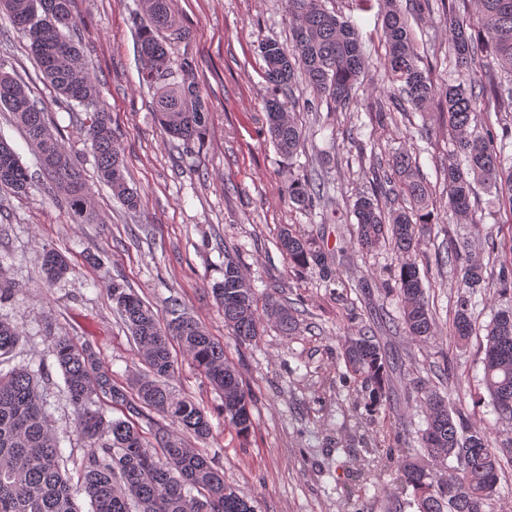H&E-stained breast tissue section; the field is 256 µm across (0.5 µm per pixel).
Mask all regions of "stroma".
I'll return each mask as SVG.
<instances>
[{"label": "stroma", "mask_w": 512, "mask_h": 512, "mask_svg": "<svg viewBox=\"0 0 512 512\" xmlns=\"http://www.w3.org/2000/svg\"><path fill=\"white\" fill-rule=\"evenodd\" d=\"M322 5L358 28L367 61L364 85L349 107L335 110L296 80L285 102L303 139L288 159L266 133L260 56L266 40L289 42L285 0H173L188 32L174 46V56L192 61L210 111L199 147L170 138L153 119L154 91L141 80L132 22L137 0H73L125 176L142 196L134 213L100 182L78 115L58 102L25 40L0 14V63L15 70L32 98L46 106L51 125L82 166L102 218L98 224L71 223L64 204L39 177L22 198L0 187V264L24 289L16 301L0 305V319L22 331L20 343L0 357V370L40 371L48 419L65 455L81 457L85 446L62 372L48 353L50 337L91 343L127 391L146 372L112 303L109 287L115 282L164 319L170 299L178 298L182 311L223 343L252 397L254 428L248 436L225 426L218 393L176 345L171 351L178 371L168 386L205 409L212 436L202 448L223 469L225 481L254 498L257 512H394L402 497L397 471L372 466L368 451L412 447L425 419L420 385L449 393L451 407L485 429L493 445L512 439V425L501 423L485 401L481 363L485 326L495 311L512 306L496 282V247L512 238V216L482 185L472 199L473 224L462 223L449 207L442 166L453 142L440 101L423 112L410 106L380 111L393 86L383 67L378 4ZM408 20L421 68L438 87L456 80L445 9L437 4ZM403 150L416 154L432 190L431 224L416 254L437 328L436 340L427 343L393 328L391 320L399 315L398 256L389 245L362 253L351 213L356 198L371 192V166L390 170L393 156ZM294 178L324 183L315 210L289 202L284 189ZM286 226L326 253L325 269L289 263L276 246ZM463 237L472 258L482 263L488 286L474 298L477 331L460 345L451 335L458 290L449 265L437 258ZM45 248L62 253L71 267L49 286L36 260ZM228 256L236 258L258 295L276 292L296 308L292 335L272 324L250 344L229 334L211 294ZM367 327L384 345L389 364L387 406L376 413L366 411L361 392L344 380L339 344L341 336Z\"/></svg>", "instance_id": "35a3bbf8"}]
</instances>
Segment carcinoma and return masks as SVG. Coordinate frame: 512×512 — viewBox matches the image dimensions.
Returning <instances> with one entry per match:
<instances>
[{"instance_id": "obj_1", "label": "carcinoma", "mask_w": 512, "mask_h": 512, "mask_svg": "<svg viewBox=\"0 0 512 512\" xmlns=\"http://www.w3.org/2000/svg\"><path fill=\"white\" fill-rule=\"evenodd\" d=\"M172 0H141L142 13H134L139 38L142 78L155 88L154 116L173 138L202 144L210 112L196 84L178 76L190 69L188 60L175 59L167 46L180 42L187 32L177 23ZM458 0H440L448 10L449 49L458 70L468 78L449 84L442 94L454 149L448 156V204L463 221L473 220V184L495 189L500 206L512 215V155L506 153L507 136L497 141L489 125L478 128L477 102L485 110L512 109V85L490 87L470 75L475 42L512 77V0H474V12L456 9ZM382 38L387 47L385 70L399 92L415 109L425 111L438 87L420 68L408 18L400 0H383ZM29 49L45 80L63 97L65 107L87 115L85 133L96 159L99 179L129 211L140 209L138 192L128 186L124 164L116 146L112 119L101 104L97 79L88 69L81 42L74 38L78 22L72 0H0ZM290 45L270 39L261 46L268 133L278 150L291 157L302 131L285 110L279 94L304 77L313 96L344 108L353 101L365 69L359 31L350 22L326 11L321 0H288ZM12 114L39 160L40 175L48 180L66 204L75 224H95L98 215L87 192L82 171L49 125L47 112L32 99L24 82L0 70V109ZM394 176H376L373 196L359 197L353 206L356 244L373 252L388 241L399 254L396 279L400 301L398 327L418 342L435 338V321L425 287L413 259L423 226L430 223L427 182L416 158L407 151L392 162ZM35 175L16 152L0 139V186L16 196H26ZM289 199L311 210L324 197L321 185L293 179L286 187ZM410 198V212L389 211L379 200L389 195ZM279 248L288 261L302 269L325 266L323 251L311 240L283 230ZM448 258L457 287L454 335L466 340L475 326L472 296L485 288L483 267L468 254L467 244L449 249ZM46 281L53 283L70 270L67 260L53 250L39 254ZM500 291L512 289V245L501 262ZM112 301L138 346L148 374L138 382L136 397L112 382V374L88 344L54 337L49 353L63 373L66 391L76 411V430L87 452L73 461L78 475L72 482L67 460L49 423L37 377L28 368L0 371V512H81L77 496L86 495L89 512H255L251 498L224 482V472L199 448H193L167 430L154 431V443L142 435L135 419L155 411L197 438L211 435V425L192 399L179 397L166 384L176 373L170 351L174 338L222 398L224 423L247 436L253 428L251 396L236 366L196 320L178 313L179 302L170 299L173 318L163 322L157 313L120 284L110 286ZM22 289L0 264V303L13 301ZM224 311V326L241 343H250L273 322L284 333L296 328L292 311L273 294L259 300L247 277L232 258H224V278L212 286ZM483 381L498 419L512 424V309L494 313L486 328ZM22 339L18 326L0 321V356ZM344 377L360 387L364 407L377 411L387 400L388 361L375 336L360 332L342 341ZM426 412L425 428L416 431L418 452L399 456L377 455L385 467L395 466L403 490L412 498L398 504L399 512H486L496 490L503 456L488 443L485 431L453 414L448 398L432 388L420 389ZM106 397L124 408L123 418L107 419L92 409ZM197 494H192V491Z\"/></svg>"}]
</instances>
